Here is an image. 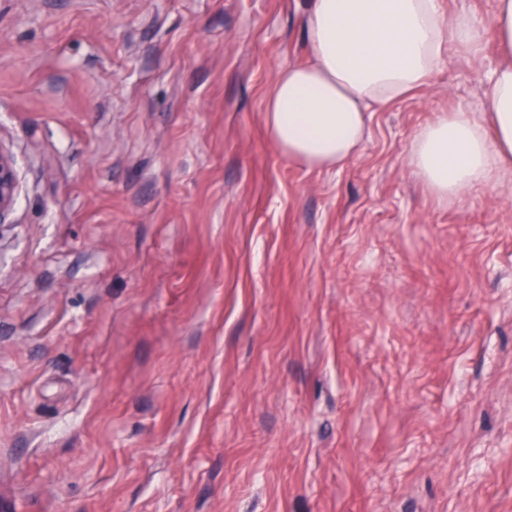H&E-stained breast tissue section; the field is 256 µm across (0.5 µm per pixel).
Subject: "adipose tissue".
Instances as JSON below:
<instances>
[{"instance_id":"ef3b65f1","label":"adipose tissue","mask_w":512,"mask_h":512,"mask_svg":"<svg viewBox=\"0 0 512 512\" xmlns=\"http://www.w3.org/2000/svg\"><path fill=\"white\" fill-rule=\"evenodd\" d=\"M308 60L280 69L265 102L266 132L289 160L340 169L361 151L371 114L429 83L448 47L479 50L493 35L502 63L492 73L482 117L441 113L412 140L408 165L438 202L493 190L512 171V0L491 24L449 17L439 0H304Z\"/></svg>"}]
</instances>
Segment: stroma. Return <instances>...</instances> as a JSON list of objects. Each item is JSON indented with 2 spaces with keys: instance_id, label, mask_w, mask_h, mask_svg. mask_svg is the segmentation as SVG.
<instances>
[{
  "instance_id": "stroma-1",
  "label": "stroma",
  "mask_w": 512,
  "mask_h": 512,
  "mask_svg": "<svg viewBox=\"0 0 512 512\" xmlns=\"http://www.w3.org/2000/svg\"><path fill=\"white\" fill-rule=\"evenodd\" d=\"M301 2L0 0V512H512V180L408 166L495 42L309 169ZM20 189L15 159L9 152L0 149V224L14 211Z\"/></svg>"
}]
</instances>
